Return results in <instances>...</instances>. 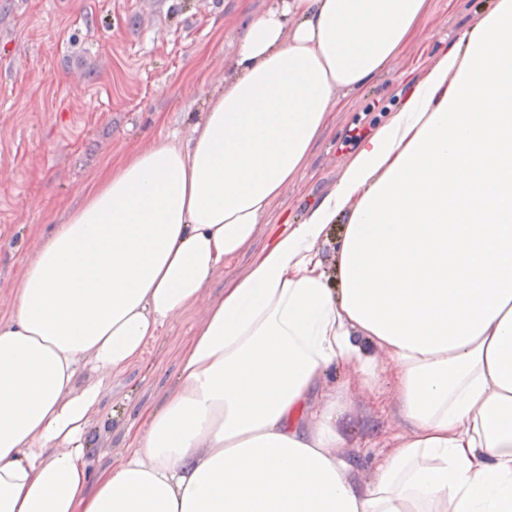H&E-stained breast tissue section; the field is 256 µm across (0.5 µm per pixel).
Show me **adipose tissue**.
<instances>
[{
  "label": "adipose tissue",
  "mask_w": 512,
  "mask_h": 512,
  "mask_svg": "<svg viewBox=\"0 0 512 512\" xmlns=\"http://www.w3.org/2000/svg\"><path fill=\"white\" fill-rule=\"evenodd\" d=\"M426 6L270 0L187 142L109 164L56 225L0 321V512H512V0L207 305L132 450L86 459L106 378L201 300ZM356 385L408 426L367 480ZM346 216H338L336 217V224L329 231V235L326 240L321 245V250L323 257L326 259V268L329 275V285L330 288L336 287V273H335V247H336V237L340 234L342 225L346 224Z\"/></svg>",
  "instance_id": "1"
}]
</instances>
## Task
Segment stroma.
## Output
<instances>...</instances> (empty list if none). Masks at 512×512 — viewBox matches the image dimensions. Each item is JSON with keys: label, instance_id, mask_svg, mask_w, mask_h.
<instances>
[{"label": "stroma", "instance_id": "35a3bbf8", "mask_svg": "<svg viewBox=\"0 0 512 512\" xmlns=\"http://www.w3.org/2000/svg\"><path fill=\"white\" fill-rule=\"evenodd\" d=\"M268 0H0V319L27 259L80 205L85 185L108 161L164 138L189 135L201 103L222 86L225 59L249 17ZM498 0H428L425 13L390 63L335 106L306 167L271 205L253 239L207 285L202 303L167 323L141 359L106 381L88 425L92 472L128 452L130 433L161 407L179 357L217 301L243 276L273 235L302 223L332 192L359 150L340 142L367 105L387 106L382 121L429 76L448 49L464 55L461 33ZM363 476L389 452L404 426L366 393L351 398Z\"/></svg>", "mask_w": 512, "mask_h": 512}]
</instances>
